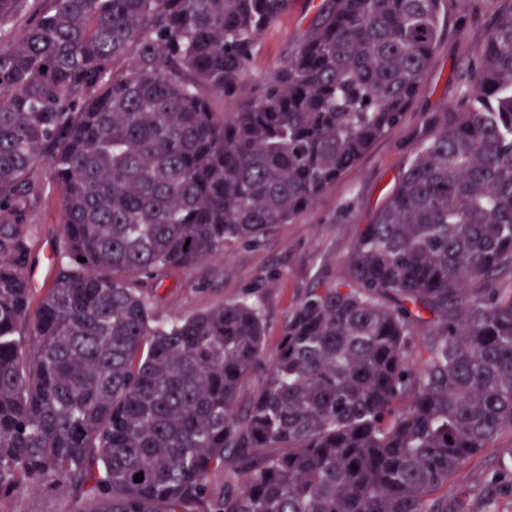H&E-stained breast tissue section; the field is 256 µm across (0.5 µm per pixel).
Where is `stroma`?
<instances>
[{"label":"stroma","mask_w":512,"mask_h":512,"mask_svg":"<svg viewBox=\"0 0 512 512\" xmlns=\"http://www.w3.org/2000/svg\"><path fill=\"white\" fill-rule=\"evenodd\" d=\"M439 36L430 66L405 109L401 124L377 140L316 202L291 223L280 224L259 243H225L223 253L188 270L167 273L153 305L157 320L207 310L242 298L258 309L265 337L260 362L242 381L240 400L262 385L266 369L279 353L288 320L312 288L340 277L344 260L372 214L414 156L417 146L465 106L473 90L468 67L476 60L497 14L512 0H445ZM317 7L292 0L288 13L261 33L249 79L268 77L291 56L318 18ZM32 176L41 187L23 221L37 227L30 271L39 273L40 289L57 275L55 254L61 240V192L48 162ZM512 453V431L503 430L487 446L452 472L436 493L457 512H484L497 500L498 512H512V483L497 475L500 459ZM71 500L54 490H24L0 499V512H71Z\"/></svg>","instance_id":"obj_1"}]
</instances>
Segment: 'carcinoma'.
I'll return each instance as SVG.
<instances>
[{"instance_id":"1","label":"carcinoma","mask_w":512,"mask_h":512,"mask_svg":"<svg viewBox=\"0 0 512 512\" xmlns=\"http://www.w3.org/2000/svg\"><path fill=\"white\" fill-rule=\"evenodd\" d=\"M441 5L328 0L245 96L257 40L291 0H0V497L448 512L428 496L512 430V8L467 106L418 146L344 274L295 311L246 407L256 307L153 313L168 271L292 222L400 125ZM45 159L63 247L26 337L35 227L17 217ZM426 321L438 326L416 359ZM226 466L242 483L215 494Z\"/></svg>"}]
</instances>
